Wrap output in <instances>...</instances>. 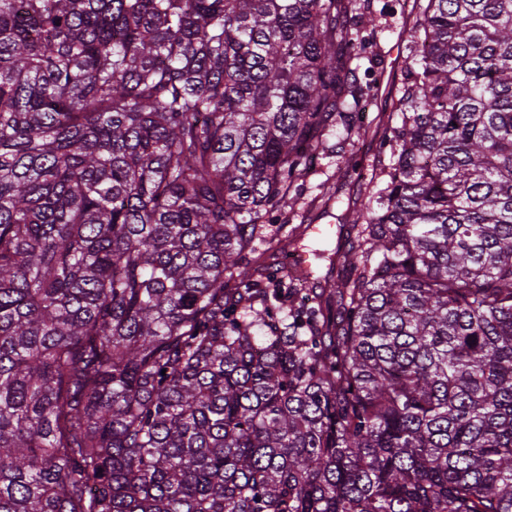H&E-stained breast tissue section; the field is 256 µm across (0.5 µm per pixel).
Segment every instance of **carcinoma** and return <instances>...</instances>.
Returning a JSON list of instances; mask_svg holds the SVG:
<instances>
[{"mask_svg": "<svg viewBox=\"0 0 512 512\" xmlns=\"http://www.w3.org/2000/svg\"><path fill=\"white\" fill-rule=\"evenodd\" d=\"M365 2L0 0V512H512V0H414L325 274L263 223Z\"/></svg>", "mask_w": 512, "mask_h": 512, "instance_id": "carcinoma-1", "label": "carcinoma"}]
</instances>
